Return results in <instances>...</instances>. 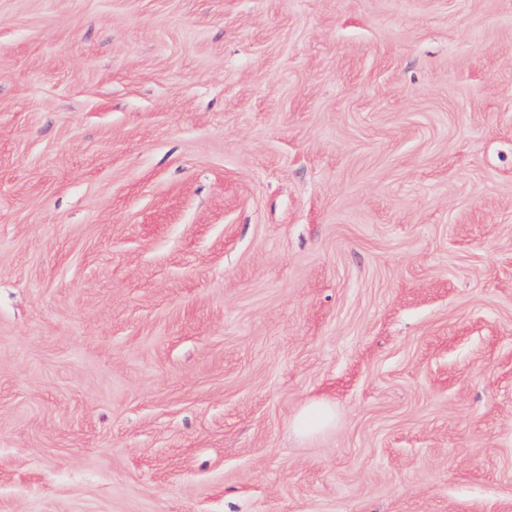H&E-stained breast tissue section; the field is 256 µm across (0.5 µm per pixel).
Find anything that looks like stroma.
I'll return each mask as SVG.
<instances>
[{"label":"stroma","mask_w":512,"mask_h":512,"mask_svg":"<svg viewBox=\"0 0 512 512\" xmlns=\"http://www.w3.org/2000/svg\"><path fill=\"white\" fill-rule=\"evenodd\" d=\"M0 512H512V0H0ZM334 409L323 403L307 407L296 419L295 428L303 434L314 433L333 422Z\"/></svg>","instance_id":"obj_1"}]
</instances>
